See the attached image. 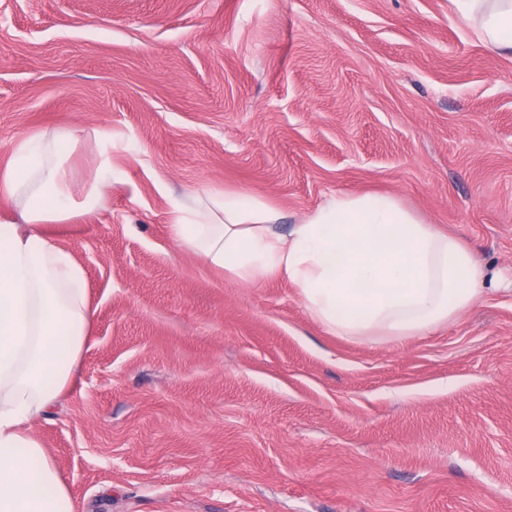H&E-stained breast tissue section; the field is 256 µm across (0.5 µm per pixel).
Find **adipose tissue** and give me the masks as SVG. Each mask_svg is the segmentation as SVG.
Listing matches in <instances>:
<instances>
[{"mask_svg":"<svg viewBox=\"0 0 512 512\" xmlns=\"http://www.w3.org/2000/svg\"><path fill=\"white\" fill-rule=\"evenodd\" d=\"M490 48L512 54V0H451ZM72 131L43 132L12 150L0 194L22 199L20 223L0 224V512H72L69 492L30 434L72 381L88 336L84 273L43 224L91 212L112 186L102 159L76 185ZM277 209L243 193L176 207L170 234L236 280L282 276L329 333L369 339L421 336L488 291L486 267L459 238L381 194L332 196L290 232Z\"/></svg>","mask_w":512,"mask_h":512,"instance_id":"ef3b65f1","label":"adipose tissue"}]
</instances>
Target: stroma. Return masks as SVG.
<instances>
[{
	"label": "stroma",
	"mask_w": 512,
	"mask_h": 512,
	"mask_svg": "<svg viewBox=\"0 0 512 512\" xmlns=\"http://www.w3.org/2000/svg\"><path fill=\"white\" fill-rule=\"evenodd\" d=\"M58 128L75 180L114 173L44 226L92 313L31 426L72 512H512V55L450 0H0V165ZM224 191L283 233L387 193L502 283L423 336H336L172 240Z\"/></svg>",
	"instance_id": "35a3bbf8"
}]
</instances>
